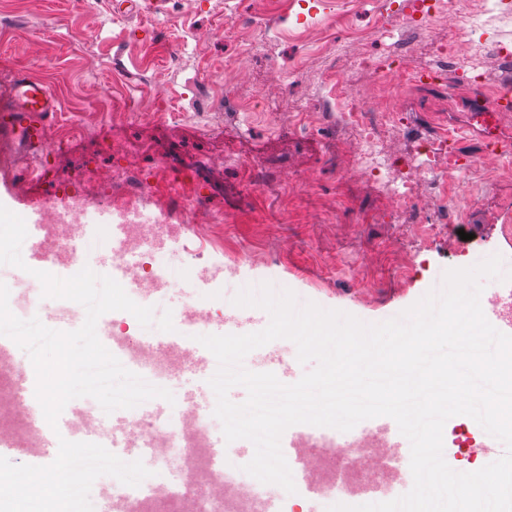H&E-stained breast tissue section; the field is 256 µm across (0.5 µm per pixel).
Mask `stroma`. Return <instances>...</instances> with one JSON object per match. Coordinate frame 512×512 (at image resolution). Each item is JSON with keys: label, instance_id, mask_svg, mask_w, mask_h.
I'll return each instance as SVG.
<instances>
[{"label": "stroma", "instance_id": "stroma-1", "mask_svg": "<svg viewBox=\"0 0 512 512\" xmlns=\"http://www.w3.org/2000/svg\"><path fill=\"white\" fill-rule=\"evenodd\" d=\"M406 3L295 0L293 8L269 13L255 0H161L159 11L148 14L127 0H0V87L24 72L47 82L60 103L59 119L44 129L39 179L19 177L0 162V205L19 215L47 205L69 208L78 187L88 204H98L107 191L87 180L95 166L133 164L145 176L160 175L165 188L151 196L156 210L168 208L174 189L224 214L202 234L183 214H172L179 240L159 258L203 270L227 310L238 283L258 279L292 290L299 303L379 323L441 287L446 270L498 254L512 272V172L501 171L496 158L451 171L446 154L435 151L402 213L381 182L351 165L355 132L335 120L340 107L328 73H343L352 98L366 107L397 98L408 121L384 142L401 162L397 179L438 122L458 130L457 153H479L486 131L474 114L492 104L495 89L512 84L503 58L512 53L511 23L487 41L484 88H472L465 68L450 67L451 80L470 89L454 105L440 86L361 68L363 55L383 57L387 42L377 30L397 29ZM91 12L101 22L87 33ZM244 14L253 21L241 24L236 38L211 36ZM259 27L265 40L257 48L252 37ZM456 33L457 20L446 13L426 38L408 36L409 65L429 66ZM304 110L319 120L297 121ZM113 111L127 120L107 129L96 124V116ZM110 134L124 141V153L104 151ZM210 158L222 159L223 168L205 170ZM438 181L447 184L446 197L435 193ZM449 206L465 212L462 225L445 224ZM249 253L257 263L245 262ZM274 356L290 362L291 381L307 370L284 339L253 350L245 362L268 372Z\"/></svg>", "mask_w": 512, "mask_h": 512}]
</instances>
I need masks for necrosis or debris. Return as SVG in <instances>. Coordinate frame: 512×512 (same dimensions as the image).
Masks as SVG:
<instances>
[{
    "mask_svg": "<svg viewBox=\"0 0 512 512\" xmlns=\"http://www.w3.org/2000/svg\"><path fill=\"white\" fill-rule=\"evenodd\" d=\"M502 19L496 0H479V6L466 19L467 61L471 63L472 77L482 82L484 72L478 63L485 52L487 30ZM438 64L423 71L410 69L399 50H392L383 60L363 57L368 68L380 74H391L418 85H447L449 100H456L460 88L447 82L443 64L447 51H438ZM341 121L356 128L359 140L354 161L376 178L386 182L389 194L398 207L410 204L409 182H393L389 176L396 160L384 149L386 137L399 130L402 114L396 104L385 110L374 111L360 103H350ZM92 180L112 185L117 197L124 201L146 205L147 189L134 168L120 171L92 170ZM166 225L165 219L149 218L132 223L127 231L128 249L138 252V262H130L126 255L114 257L110 276L137 303L155 297L162 287L182 288L186 285L183 272L174 267H160L155 262L156 239ZM107 320H98L97 330L110 331V352L128 370L140 375L148 383L169 387L172 378L191 370L185 353L157 348L125 332L115 333ZM36 373L33 365L21 355L17 344H10L0 353V436L12 439L13 453L20 459H30L44 450L45 440L53 430L46 422L42 408L34 395ZM70 432L78 435L94 429L96 442L111 447L113 439L128 437L140 442L144 453L152 461L155 472L139 486L132 487L118 480L102 476L97 486L108 490L113 501L123 512H253L264 499L258 480L241 478L242 464L229 451H217L213 442L215 420L194 404L178 401L165 417H154L143 407L124 410L120 425H113L112 417L92 403L69 402ZM305 436L310 443L327 442L322 464H310L307 478H315L319 467L335 470L338 458L354 462L356 478L366 485L375 484L387 468V457L375 448L331 447L333 430L307 428Z\"/></svg>",
    "mask_w": 512,
    "mask_h": 512,
    "instance_id": "1",
    "label": "necrosis or debris"
}]
</instances>
